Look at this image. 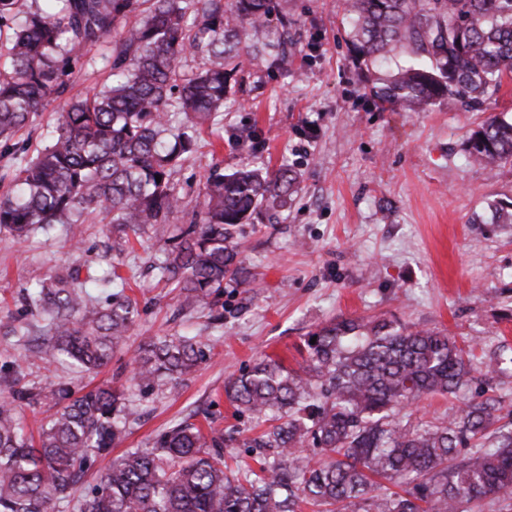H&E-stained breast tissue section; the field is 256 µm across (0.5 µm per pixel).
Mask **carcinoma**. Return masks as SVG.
<instances>
[{
	"instance_id": "cac0c4a2",
	"label": "carcinoma",
	"mask_w": 512,
	"mask_h": 512,
	"mask_svg": "<svg viewBox=\"0 0 512 512\" xmlns=\"http://www.w3.org/2000/svg\"><path fill=\"white\" fill-rule=\"evenodd\" d=\"M0 0V148L15 156V189L0 196V229L17 237L49 224H111L120 241L138 238L188 211L175 236L152 245L160 279L181 306L219 319L224 285L247 286L240 227L262 209L284 207L298 189L294 171L241 162L211 166L203 202L190 208L174 182L195 151L196 127L224 112L231 81L261 55L284 60L288 20L269 42L273 0ZM354 59L364 65L401 54L403 64L367 74L383 109L418 112L440 102L476 110L512 80V0H345ZM105 50L107 81L67 97L93 49ZM59 117L31 158L14 142L53 102ZM184 115L186 129L171 124ZM236 139L260 149L256 129ZM469 158L512 165V120L489 117L468 139ZM161 181H156V176ZM109 303L94 302L72 272L40 282L26 300L51 318V336L33 351L64 356L83 371L107 365L137 315L117 272ZM316 342H311V339ZM299 371L266 355L233 376L224 393L235 414L274 425L247 448L255 472L224 462V433L183 421L153 447L127 452L102 470L78 512H459L497 501L512 512V421L489 432L496 402L468 400L448 418L412 425L401 411L430 394H457L492 361L440 331L408 330L384 318L331 321L307 334ZM206 344L172 336L141 343L131 380L176 385L206 360ZM56 411L38 438L24 434L16 407L42 394L15 386L0 401V512H55L74 499L97 459L121 442L137 415L109 385L52 390ZM324 460L303 454L308 444Z\"/></svg>"
}]
</instances>
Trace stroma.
I'll return each instance as SVG.
<instances>
[{"label": "stroma", "instance_id": "1", "mask_svg": "<svg viewBox=\"0 0 512 512\" xmlns=\"http://www.w3.org/2000/svg\"><path fill=\"white\" fill-rule=\"evenodd\" d=\"M275 2L294 21L287 57L250 67L222 121L204 127L175 176L179 193L196 203L213 164L228 171L247 157L235 131L251 125L261 136L257 161L299 177L279 220L263 212L242 226L241 258L253 282L225 288L222 320L180 307L177 290L148 264L150 241L113 250L111 225L54 224L21 240L0 231V399L16 374L45 394L37 408H20L26 431L37 432L51 413L52 386L68 382L123 388L139 409L116 457L150 447L189 417L227 434H257L264 419L235 416L225 382L265 355L298 368L306 334L333 318L383 317L475 343L476 355L498 356L491 394L512 411V223L491 219L492 205L512 211V167L476 165L466 151L488 117L512 118V84L480 111L451 103L381 110L345 41V0ZM62 269L79 271L89 286L118 272L137 302L126 345L92 376L67 358L49 364L30 353L49 320L23 296ZM163 336L202 337L211 346L206 362L174 391L134 385L135 350Z\"/></svg>", "mask_w": 512, "mask_h": 512}]
</instances>
